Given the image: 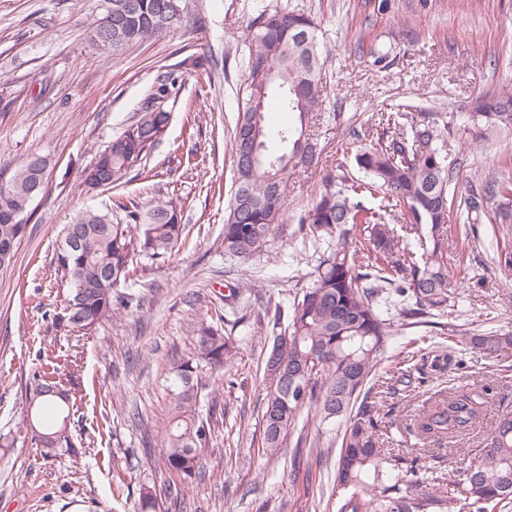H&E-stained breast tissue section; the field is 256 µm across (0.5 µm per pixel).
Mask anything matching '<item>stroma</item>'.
I'll return each instance as SVG.
<instances>
[{"label":"stroma","mask_w":512,"mask_h":512,"mask_svg":"<svg viewBox=\"0 0 512 512\" xmlns=\"http://www.w3.org/2000/svg\"><path fill=\"white\" fill-rule=\"evenodd\" d=\"M99 0H0V179L19 161L46 158L47 179L24 216L26 232L11 272L0 274V512H136L142 486L163 489L167 476L145 426L160 425L170 409L167 386L174 363L189 357L190 325L214 318L233 299L244 322L233 330L241 350L223 370L202 369L201 381L228 419L243 417L239 438H214L202 453V474L183 488L184 504L169 512H338L341 499L325 464L261 454L266 382L260 341L246 316L253 307L240 282L255 279L262 294L282 299L307 287L296 216L319 195L353 127L374 125L389 103L448 117V143L461 162L457 192L467 183L512 175V132L476 139L464 120L473 98L512 83V0H187L183 20L161 36L120 55L91 48L84 26ZM281 7L316 17L326 102L307 126L321 154L288 177L290 220L249 262L225 260V211L233 175L232 130L242 96L248 23L261 8ZM223 57L211 75L195 58ZM174 72L177 87L162 142L114 190H90L83 172L98 152L130 125L158 71ZM132 205L184 198L189 235L180 250L146 264L125 293L132 304L89 331L60 326L64 290L55 274L58 233L88 209L113 197ZM444 237L457 305L447 319L480 330H512V276L496 260L486 225L477 234L452 214ZM466 265L469 280L455 270ZM440 329L400 330L385 366L423 355L421 398L453 387L489 385L480 423L461 441L468 453L487 444L498 413L512 411V356L488 359L459 352L461 366L436 360ZM66 359L77 400L69 430L74 446L54 454L34 442L24 386L47 360ZM389 410L388 446L405 454L415 440L398 424L409 409L404 391L383 389Z\"/></svg>","instance_id":"stroma-1"}]
</instances>
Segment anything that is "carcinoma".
<instances>
[{
	"label": "carcinoma",
	"mask_w": 512,
	"mask_h": 512,
	"mask_svg": "<svg viewBox=\"0 0 512 512\" xmlns=\"http://www.w3.org/2000/svg\"><path fill=\"white\" fill-rule=\"evenodd\" d=\"M135 14L112 33V53L158 36L179 18L169 0H132ZM244 106L233 133L232 195L224 222V256L246 262L288 221L284 193L289 172L310 166L319 144L301 129L278 133L282 151L267 153L265 103L272 93L298 117L312 115L326 99L318 38V23L309 14L286 8L264 9L249 22ZM275 70L276 81L265 85L260 69ZM176 77L157 76L134 121L100 154L94 167L102 170V188L126 182L131 169L161 141L170 119L164 103L172 95ZM385 127L370 148L353 160L362 178L353 179L346 162L336 165L312 206L298 217L303 260L312 264L311 283L289 293L288 312L267 301L256 320L264 337L261 353L269 380L263 405V452L269 456L296 454L308 446L317 458L336 457V490L343 493L338 512H501L512 503V413L497 415L489 443L479 456L453 461L446 486L436 484L420 464L427 446L442 445L474 428L483 416L489 388L450 393L410 410L405 431L422 444L411 455H394L383 446L381 403L368 401L366 385L379 376L382 356L394 343L398 329L415 319L442 317L455 306L448 289V268L442 237L451 214L466 224L512 223V180L487 181L464 194L451 190L459 179L458 159L448 150V120L440 112L404 110L381 114ZM468 122L483 139L512 130V84L478 95ZM47 162L32 154L17 166L14 176L0 183V245L18 244L26 225L21 216L30 206L28 190L45 183ZM184 204L178 198L159 199L146 208L130 207L120 197L107 211L86 210L60 232L76 247L58 249L56 270L68 288L67 326L91 330L129 303L117 292L136 276L146 260L164 259L187 235L182 223ZM399 221L416 247L390 227ZM217 316L198 323L193 355L172 369V408L161 425L160 453L170 476L184 482L200 468L202 450L215 436L213 417L200 412L202 387L199 369H219L232 361L239 340L224 332ZM461 342L486 358L512 351V331H480L448 325V350ZM68 374L57 362L33 374L26 383L27 413L42 448H71L69 428L74 402L52 392L66 388ZM331 425L335 436L309 424ZM208 440L200 441L202 426ZM299 430L293 448L287 437ZM140 512H161L156 489H140Z\"/></svg>",
	"instance_id": "1"
}]
</instances>
